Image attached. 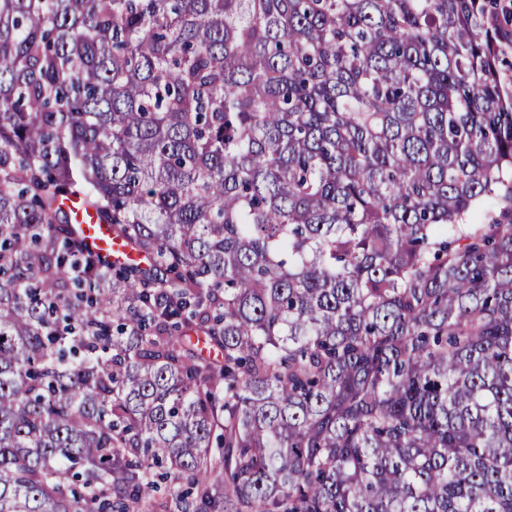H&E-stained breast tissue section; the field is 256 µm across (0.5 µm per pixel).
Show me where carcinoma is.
<instances>
[{
    "mask_svg": "<svg viewBox=\"0 0 512 512\" xmlns=\"http://www.w3.org/2000/svg\"><path fill=\"white\" fill-rule=\"evenodd\" d=\"M497 18L0 0V512H512ZM68 206L76 224L72 229L76 240L89 253L110 266L122 262H146V257L133 250L123 239L117 237L110 224H103L96 211L82 197H70Z\"/></svg>",
    "mask_w": 512,
    "mask_h": 512,
    "instance_id": "obj_1",
    "label": "carcinoma"
}]
</instances>
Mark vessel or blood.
Segmentation results:
<instances>
[{"mask_svg": "<svg viewBox=\"0 0 512 512\" xmlns=\"http://www.w3.org/2000/svg\"><path fill=\"white\" fill-rule=\"evenodd\" d=\"M69 207L75 217L72 226L74 236L86 251L109 266L143 261V254L136 252L123 239L117 237L111 226L102 223L95 210L83 198H71Z\"/></svg>", "mask_w": 512, "mask_h": 512, "instance_id": "1", "label": "vessel or blood"}]
</instances>
